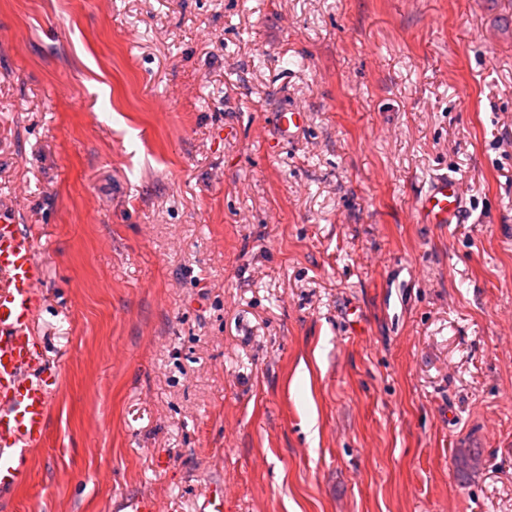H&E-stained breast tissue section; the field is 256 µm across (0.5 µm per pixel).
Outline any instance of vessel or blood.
Wrapping results in <instances>:
<instances>
[{
    "instance_id": "1",
    "label": "vessel or blood",
    "mask_w": 512,
    "mask_h": 512,
    "mask_svg": "<svg viewBox=\"0 0 512 512\" xmlns=\"http://www.w3.org/2000/svg\"><path fill=\"white\" fill-rule=\"evenodd\" d=\"M305 113L280 112L283 137L294 136ZM464 197L454 179H435L421 197L427 224H455L464 216ZM45 269L32 235L0 213V499L10 497L30 476L31 448L45 439L50 418L48 378L42 344L33 326L41 308Z\"/></svg>"
}]
</instances>
